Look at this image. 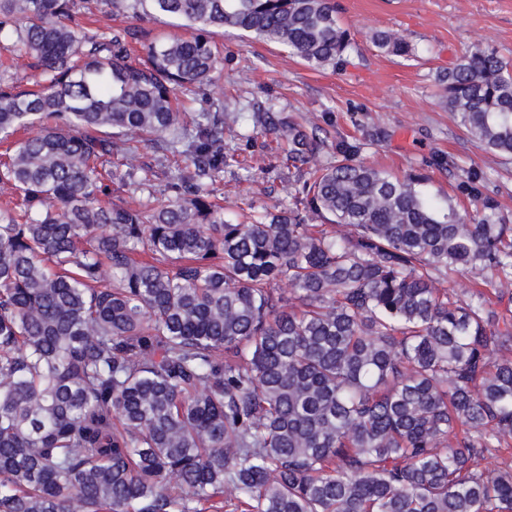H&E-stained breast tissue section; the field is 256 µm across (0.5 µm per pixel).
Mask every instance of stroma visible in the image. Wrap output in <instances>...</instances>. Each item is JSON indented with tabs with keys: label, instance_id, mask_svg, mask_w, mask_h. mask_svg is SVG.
<instances>
[{
	"label": "stroma",
	"instance_id": "stroma-1",
	"mask_svg": "<svg viewBox=\"0 0 512 512\" xmlns=\"http://www.w3.org/2000/svg\"><path fill=\"white\" fill-rule=\"evenodd\" d=\"M96 18L111 15L116 28L136 30L141 41L180 35V20L155 12L108 10L86 0ZM341 25L354 38L343 68L314 70L282 47L224 28L212 39L224 57V105L272 112L319 128L326 147L360 145V161L394 176L423 175L422 193L459 212H475L479 196L493 197L512 225V159L482 150L455 113L440 101L438 77L467 51L494 49L512 61V0H336ZM402 32L415 53L396 57L375 47L373 33ZM252 143H244V135ZM224 146L238 162L214 185L225 215L288 204V169L275 136L252 124H225ZM473 179L478 196L457 185Z\"/></svg>",
	"mask_w": 512,
	"mask_h": 512
}]
</instances>
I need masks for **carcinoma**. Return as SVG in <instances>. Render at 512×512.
<instances>
[{"mask_svg":"<svg viewBox=\"0 0 512 512\" xmlns=\"http://www.w3.org/2000/svg\"><path fill=\"white\" fill-rule=\"evenodd\" d=\"M145 1L192 34L136 64L130 32L87 29L77 0H0V49L37 70L0 78V512H512V318L435 287L476 267L512 286L496 201L438 208L356 145L316 165L325 141L255 112L284 143L288 207L224 218V102L179 110L221 80L212 31L312 69L341 67L350 32L333 0L122 6ZM373 43L413 54L399 33ZM440 82L511 158L512 63L476 49ZM142 147L185 165L157 185ZM114 155L147 206L109 201Z\"/></svg>","mask_w":512,"mask_h":512,"instance_id":"cac0c4a2","label":"carcinoma"}]
</instances>
